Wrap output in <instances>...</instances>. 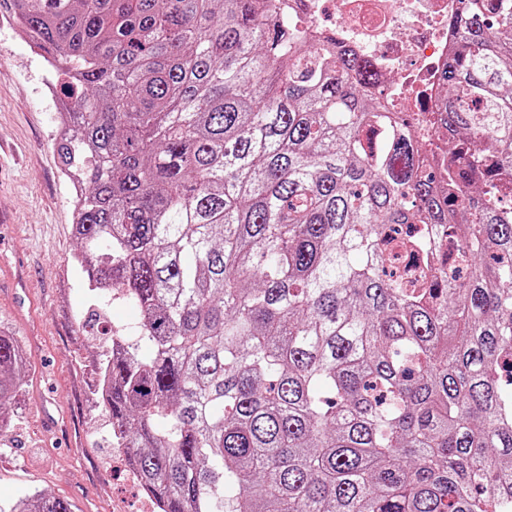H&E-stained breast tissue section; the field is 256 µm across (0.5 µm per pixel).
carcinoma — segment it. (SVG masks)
<instances>
[{
	"label": "carcinoma",
	"mask_w": 512,
	"mask_h": 512,
	"mask_svg": "<svg viewBox=\"0 0 512 512\" xmlns=\"http://www.w3.org/2000/svg\"><path fill=\"white\" fill-rule=\"evenodd\" d=\"M269 13L0 0L69 103L73 261L140 311L101 363L112 445L160 512H512V0L453 21L437 173L368 60ZM28 364L0 336V409Z\"/></svg>",
	"instance_id": "1"
}]
</instances>
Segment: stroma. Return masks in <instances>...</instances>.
Returning <instances> with one entry per match:
<instances>
[{"mask_svg":"<svg viewBox=\"0 0 512 512\" xmlns=\"http://www.w3.org/2000/svg\"><path fill=\"white\" fill-rule=\"evenodd\" d=\"M48 78L28 39L0 22V140L22 154L18 163L0 158V213L12 217L0 224V278L20 266L28 272L26 287L0 288V334L14 337L31 363L0 430V512L41 494L68 500L74 512H144L98 406L112 329L136 325L140 313L91 295L72 262L77 244L43 94Z\"/></svg>","mask_w":512,"mask_h":512,"instance_id":"1","label":"stroma"}]
</instances>
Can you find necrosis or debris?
<instances>
[{
    "instance_id": "obj_1",
    "label": "necrosis or debris",
    "mask_w": 512,
    "mask_h": 512,
    "mask_svg": "<svg viewBox=\"0 0 512 512\" xmlns=\"http://www.w3.org/2000/svg\"><path fill=\"white\" fill-rule=\"evenodd\" d=\"M273 14L309 36L332 39L372 61L375 90L414 133L436 109L440 73L455 40L460 0H272Z\"/></svg>"
}]
</instances>
